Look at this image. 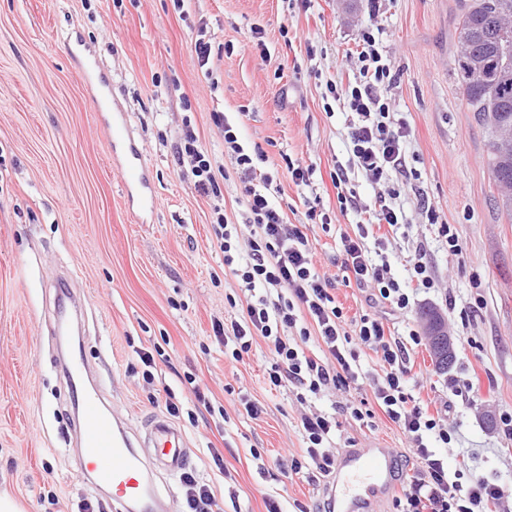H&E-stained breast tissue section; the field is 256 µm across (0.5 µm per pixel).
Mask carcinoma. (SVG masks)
<instances>
[{"label":"carcinoma","instance_id":"carcinoma-1","mask_svg":"<svg viewBox=\"0 0 512 512\" xmlns=\"http://www.w3.org/2000/svg\"><path fill=\"white\" fill-rule=\"evenodd\" d=\"M459 84L469 111L491 132L495 203L512 219V0H458Z\"/></svg>","mask_w":512,"mask_h":512}]
</instances>
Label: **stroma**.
<instances>
[{"label":"stroma","instance_id":"obj_1","mask_svg":"<svg viewBox=\"0 0 512 512\" xmlns=\"http://www.w3.org/2000/svg\"><path fill=\"white\" fill-rule=\"evenodd\" d=\"M0 0V493L26 512H77L87 500L116 512L107 491L75 479L79 427L68 380L57 361L59 313L82 324L83 357L104 383L111 413L130 433L145 437L153 419L173 418L185 433L190 469L212 488L221 512H283L297 504L319 512L323 476L287 471L303 456V412L330 411L334 394L298 402L269 389L272 359L264 340L243 361L225 355L215 321L232 315L241 291L224 267L212 222L221 206L243 223V185L211 115L238 121L244 141L266 157L268 189L287 223L307 225L317 271L336 286L349 318L383 317L400 337L419 330L418 312L438 308L455 338L457 359L436 373L426 345L410 348L408 389L423 407H452L449 422L462 445L448 451L449 467L474 452L477 474L512 494V436L488 430L485 410L512 411V221L494 203L487 164L489 130L461 101L454 70L459 51L456 0ZM382 29L381 43L398 76L394 111L410 129L408 150L418 157L417 180L398 203L402 226L384 257L402 287L406 260L425 245L437 286L413 293L392 310L371 302L369 289L343 280L340 237L354 233L358 212H340L331 175L344 169L360 205L376 185L354 167L351 116L328 82L357 76L351 53L360 25ZM262 29L266 54L252 46ZM84 37L86 54L111 79V100L124 112L159 205L145 222L129 211L113 169L104 130L64 43ZM212 43L207 66L195 54L198 32ZM233 53H225V43ZM219 168L221 198L194 189L177 147L185 125ZM313 166L310 185L296 187L285 161ZM457 230L461 251L449 254L419 215L421 203ZM329 226L310 223L309 207ZM475 305L468 320L460 307ZM159 348L153 383L142 379L138 349ZM471 379L452 395L448 381ZM208 405H199L195 389ZM264 408L247 416L239 394ZM337 448L393 449L403 476L415 457L401 430L339 415ZM224 458L216 466L210 454Z\"/></svg>","mask_w":512,"mask_h":512}]
</instances>
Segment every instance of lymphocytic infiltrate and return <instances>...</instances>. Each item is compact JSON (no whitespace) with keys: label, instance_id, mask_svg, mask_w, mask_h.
Returning <instances> with one entry per match:
<instances>
[{"label":"lymphocytic infiltrate","instance_id":"1","mask_svg":"<svg viewBox=\"0 0 512 512\" xmlns=\"http://www.w3.org/2000/svg\"><path fill=\"white\" fill-rule=\"evenodd\" d=\"M355 79L331 83L333 99L342 102L353 116L350 142L353 164L374 183L385 184L372 205L362 208L349 188L344 170L332 176L340 211H361L355 235H343L341 265L349 278L369 287L379 303L404 310L410 295L394 278L388 263L370 257L366 239L384 249L391 233L406 221L394 203L401 188L415 178L407 150L409 127L396 117L388 90L394 82L390 65L379 50L373 25L361 26L357 37ZM243 176L247 208L244 225L229 223L216 212L214 232L224 253V265L237 277L243 292L239 314L216 322L213 331L234 360L250 352L256 338H263L273 355L264 383L274 390L288 389L297 399L324 390L342 393L359 388L362 377L360 355L371 350L377 357L379 373L370 384L371 398L344 404L343 412L359 421H371L376 413L398 426L407 437L416 458L414 475L395 501L396 512H487L502 504L505 493L494 481L479 475H465L449 469L434 446L451 444L454 431L443 414H431L407 391L409 382L408 343H420L417 333L408 341L389 334L382 317L362 315L348 319L334 295L332 281L315 269L307 235L298 225L286 223L281 208L267 192L273 177L261 168L262 151L247 150L239 125L224 113L212 115ZM182 153L193 162L195 190L205 196H220L221 188L211 157L193 129H185ZM316 340L317 351L307 347ZM339 422L335 413L315 412L301 417V437L306 445L302 457L292 459V473L312 467L330 475L336 461L331 444Z\"/></svg>","mask_w":512,"mask_h":512}]
</instances>
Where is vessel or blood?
<instances>
[{"instance_id": "vessel-or-blood-1", "label": "vessel or blood", "mask_w": 512, "mask_h": 512, "mask_svg": "<svg viewBox=\"0 0 512 512\" xmlns=\"http://www.w3.org/2000/svg\"><path fill=\"white\" fill-rule=\"evenodd\" d=\"M65 42L77 63L82 79L98 85L100 65L83 51L77 34ZM112 149V161L122 176L126 203L136 215L152 212L157 201L141 164V153L130 137L121 111L96 105ZM80 454L84 474L95 485L112 487L121 512H160L161 496L154 480L156 469L175 475L185 468L191 450L174 425L155 421L150 446H135L119 419L107 410L99 387L81 392ZM394 452L389 448H344L336 455V469L326 487L333 512H367L393 487Z\"/></svg>"}]
</instances>
